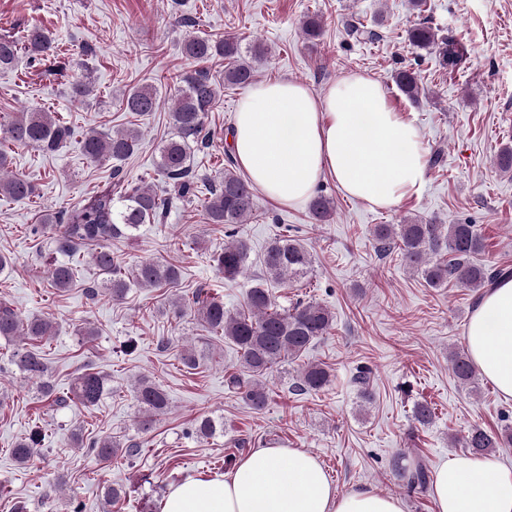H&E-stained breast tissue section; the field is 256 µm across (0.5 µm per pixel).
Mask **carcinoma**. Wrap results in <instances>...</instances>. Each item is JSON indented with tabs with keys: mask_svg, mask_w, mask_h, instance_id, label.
Returning <instances> with one entry per match:
<instances>
[{
	"mask_svg": "<svg viewBox=\"0 0 512 512\" xmlns=\"http://www.w3.org/2000/svg\"><path fill=\"white\" fill-rule=\"evenodd\" d=\"M406 37L410 46L433 51L439 63L451 71L460 68L466 59L463 47L438 37L423 23L409 27ZM182 52L194 66L176 79L170 112L174 133L159 147L156 167L170 190L183 198L201 200L208 222L227 228L226 236L230 241L224 244V251L214 256V261L224 278L233 280L244 272L250 251L248 243L237 237L234 227L254 215L255 188L237 174L230 157L224 166V176L217 181L194 170L190 157L192 152L208 146L210 135L205 121L220 96L221 83L202 67V63L215 56L227 60L224 67L226 85H249L256 74L251 63L241 57V41L234 37L220 40L193 37L183 44ZM22 54L27 55L29 64H40L58 57V45L50 32L37 23L29 26L22 40L0 34V69L13 68ZM393 79L409 99L420 97L419 70L406 66L397 70ZM159 101L157 88L146 84L129 90L122 105L125 111L141 116L156 111ZM72 135L69 125L41 109L14 113L4 129V141L8 144L45 152L59 150ZM140 143L141 132L135 127L112 134L95 131L85 134L82 141L84 156L94 163L115 162L113 181L89 198L43 217L44 226L55 227V250L69 257V261L56 264L50 270L51 287L55 290L63 292L75 284L80 256L84 252L91 255L95 267L107 276L103 286L114 301L124 299L132 283L140 288H172L178 283L180 270L172 263L143 261L134 268L129 282L112 258V239L119 236L135 238L142 225L160 223L168 207L165 191L159 192L121 177V162L133 155ZM9 164L8 151L1 147L0 196L12 200L31 197L34 186L22 176L9 173ZM309 210L313 219L321 224L332 216L334 202L317 194L311 198ZM373 237L379 253L398 252L404 264L420 272L432 288L454 282L481 296L512 278V270L507 267L492 268L475 262V257L485 251V245L472 224H377ZM311 264L310 251L297 240L282 234L268 247L264 257V278L249 289L242 309L226 310L220 297L202 289L176 296L169 302V311L174 316L180 318L190 312L208 332L224 336L236 345L240 353V369L227 375L225 385L256 411L264 410L269 400L261 377L282 363L302 356L315 340L327 335L333 325V316L327 308L310 301H299L289 309L281 308L269 288L271 283L300 281ZM52 332L50 319H24L10 306L0 304V338L9 341L23 336L29 340L27 347L13 352L11 362L24 377L41 381L42 396L60 409L73 402L87 408L98 405L107 381L99 372L88 368L78 373L70 392L65 395L56 393L45 381L48 367L42 342ZM450 363L459 382L469 384L477 378L478 370L467 352H452ZM330 383L331 372L326 365L308 363L301 368L294 391L317 392ZM134 400L141 410L137 428L142 433L150 430L154 417L168 407L165 391L147 378L135 385ZM434 415V408L427 402L414 405L413 417L419 425L431 423ZM45 439V428L35 422L27 437L16 442L10 452L17 463L26 465ZM463 447L475 455L485 456L501 447V439L497 433L475 426L463 439ZM140 448L141 442L135 439L123 443L109 437L88 443L89 452L107 465L118 457L133 459ZM408 452L411 453L410 462L395 465L394 476L408 493H422L432 480L430 465L414 453V449L410 448Z\"/></svg>",
	"mask_w": 512,
	"mask_h": 512,
	"instance_id": "1",
	"label": "carcinoma"
}]
</instances>
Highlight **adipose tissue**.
Segmentation results:
<instances>
[{"mask_svg":"<svg viewBox=\"0 0 512 512\" xmlns=\"http://www.w3.org/2000/svg\"><path fill=\"white\" fill-rule=\"evenodd\" d=\"M234 154L250 180L297 207L323 176L350 197L388 208L420 194L427 158L414 120L394 111L378 80L351 73L321 94L280 80L240 102ZM466 345L479 373L512 398V280L482 296ZM438 512H512V468L471 455L444 461L433 482ZM161 512H404L400 499L364 486L338 494L318 459L296 448H258L229 472L172 484Z\"/></svg>","mask_w":512,"mask_h":512,"instance_id":"ef3b65f1","label":"adipose tissue"}]
</instances>
